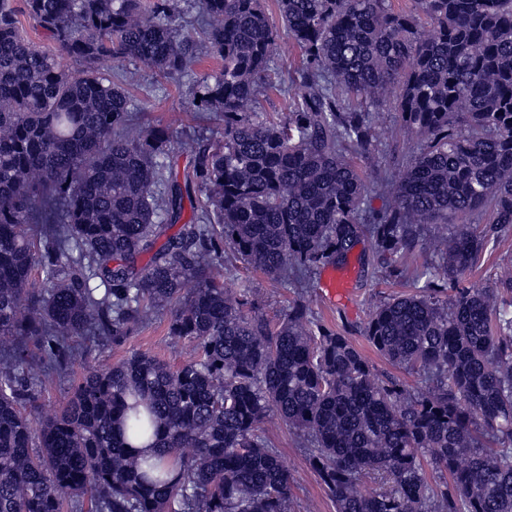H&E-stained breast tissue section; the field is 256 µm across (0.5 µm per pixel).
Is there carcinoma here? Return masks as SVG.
Instances as JSON below:
<instances>
[{"instance_id": "cac0c4a2", "label": "carcinoma", "mask_w": 512, "mask_h": 512, "mask_svg": "<svg viewBox=\"0 0 512 512\" xmlns=\"http://www.w3.org/2000/svg\"><path fill=\"white\" fill-rule=\"evenodd\" d=\"M413 3L275 0L276 23L265 0H197L191 32L173 0H24L79 62L69 73L0 0V512H288L291 475L260 432L271 412L310 438L336 512H512V269L460 286L486 240L448 234L482 208L491 232L512 227V0ZM282 31L302 53L291 76L272 64ZM203 52L221 68L193 106L224 116V141H184L180 183L172 133L135 122L136 72L103 63L172 78ZM268 92L288 120L260 113ZM380 109L418 145L375 209L346 154L378 167ZM418 224L441 234L436 264L365 330L424 379L413 395L302 301L273 325L214 272L226 246L274 279L338 266L366 233L396 273ZM156 311L184 363L134 352L39 412L34 367L72 365L75 338L121 345Z\"/></svg>"}]
</instances>
